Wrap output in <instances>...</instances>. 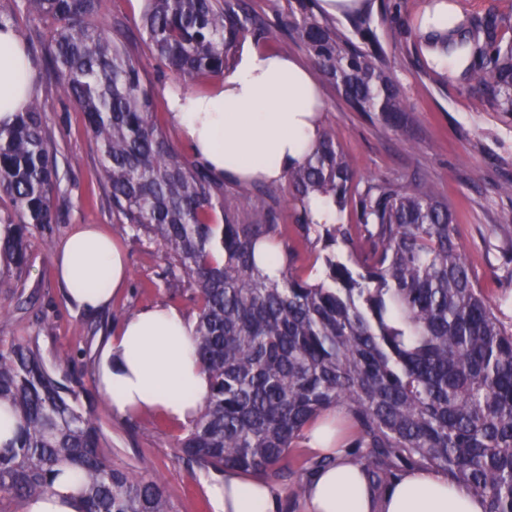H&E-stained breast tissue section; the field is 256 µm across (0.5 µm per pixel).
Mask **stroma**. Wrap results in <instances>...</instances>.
Returning a JSON list of instances; mask_svg holds the SVG:
<instances>
[{
	"mask_svg": "<svg viewBox=\"0 0 512 512\" xmlns=\"http://www.w3.org/2000/svg\"><path fill=\"white\" fill-rule=\"evenodd\" d=\"M380 2L370 0L369 12L379 40L390 47L387 62L411 110V131H391L379 119L350 110L327 81L322 84L328 106L323 127L363 179L409 180L421 174L451 201L468 263L499 318L512 323V195L499 189L512 181V116L491 109L480 93L446 82L419 53L413 34L394 37L382 20ZM142 9V0H104L101 22L128 52L148 58L144 81L160 125L174 141L178 135L168 120L165 91L175 79L150 58L139 28ZM39 95L57 146L59 222L29 237L27 267L0 277V345L38 337L44 361L52 368L68 354L77 355L86 370L81 404L93 410L113 459L159 477L174 512H214L206 490L211 477L178 456L177 428L159 417L117 418L91 374L101 345L126 316L166 303L193 319L197 306L189 295L172 296L156 248L133 238L127 225L114 223L107 192L97 179L99 159L83 113L60 97L55 83L41 81ZM76 224L108 230L122 245L130 272L127 287L113 298L111 308L96 314L69 307L56 278L54 249Z\"/></svg>",
	"mask_w": 512,
	"mask_h": 512,
	"instance_id": "1",
	"label": "stroma"
}]
</instances>
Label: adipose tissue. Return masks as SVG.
I'll list each match as a JSON object with an SVG mask.
<instances>
[{
  "label": "adipose tissue",
  "instance_id": "ef3b65f1",
  "mask_svg": "<svg viewBox=\"0 0 512 512\" xmlns=\"http://www.w3.org/2000/svg\"><path fill=\"white\" fill-rule=\"evenodd\" d=\"M32 96V68L14 30L0 32V127L11 126ZM169 121L196 160L219 179L276 184L315 145L327 102L318 78L298 58L244 44L208 91L166 90ZM59 285L77 311L94 313L128 282L122 247L95 224H76L53 254ZM195 323L158 304L123 319L105 341L94 379L113 414L156 415L189 427L210 392L194 347ZM335 416L305 435L315 454L335 463L319 470L304 494L306 512H485L484 502L441 470L403 472L376 486L350 449L336 445ZM219 512H278L280 491L228 469L208 487Z\"/></svg>",
  "mask_w": 512,
  "mask_h": 512
}]
</instances>
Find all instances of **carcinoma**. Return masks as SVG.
I'll return each instance as SVG.
<instances>
[{
  "label": "carcinoma",
  "instance_id": "carcinoma-1",
  "mask_svg": "<svg viewBox=\"0 0 512 512\" xmlns=\"http://www.w3.org/2000/svg\"><path fill=\"white\" fill-rule=\"evenodd\" d=\"M294 0L271 23L246 0H145L140 19L152 58L182 86L216 78L252 35L288 34L307 49L317 77L336 85L356 112L406 128L405 101L387 53L365 14L347 16L351 36ZM102 0H19L16 10L47 23L39 40L45 72L85 116L100 154L99 180L112 217L161 249L172 296L191 290L196 348L211 392L176 440L180 457L204 471L234 469L283 483L295 495L289 449L310 422L336 410L355 438L347 444L380 482L435 468L482 496L486 512H512V326L483 294L457 241L448 200L425 179L359 178L327 131L288 174L297 223H280L269 191L244 216L225 208L224 183L181 154L156 121L144 60L99 23ZM383 14L408 29L399 3ZM421 50L456 56L459 78L512 115V19L463 13L453 27L415 30ZM57 148L37 98L0 128V195L15 232L0 243L6 269L28 264L26 239L56 224ZM311 195L357 223H312ZM294 233L320 245L314 277L297 267ZM350 249L353 272L336 257ZM280 248L282 278L260 264V246ZM74 358L48 368L37 341L0 347V406L14 437L0 445V512L54 493L57 476L80 478L78 512H174L159 478L112 459L79 403Z\"/></svg>",
  "mask_w": 512,
  "mask_h": 512
}]
</instances>
